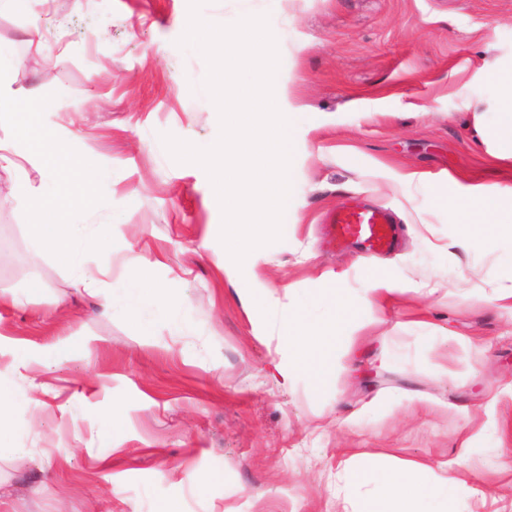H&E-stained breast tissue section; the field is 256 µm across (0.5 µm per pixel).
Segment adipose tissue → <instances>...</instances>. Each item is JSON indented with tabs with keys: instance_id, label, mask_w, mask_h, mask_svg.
<instances>
[{
	"instance_id": "obj_1",
	"label": "adipose tissue",
	"mask_w": 512,
	"mask_h": 512,
	"mask_svg": "<svg viewBox=\"0 0 512 512\" xmlns=\"http://www.w3.org/2000/svg\"><path fill=\"white\" fill-rule=\"evenodd\" d=\"M499 88L497 122L483 134L495 145L494 155L512 159V67L496 76ZM460 214L456 244L464 248L478 238H512V203L496 188L481 183L460 186L453 199ZM330 286L320 296L331 310L329 320L308 321L301 309L278 308L265 288L245 289L251 308L271 313L280 339L288 344V366L280 370L282 381L306 373L316 391L328 389L351 333L364 312L374 310L400 287L386 279L371 277L363 295L350 296L342 286L340 273L329 276ZM425 467L391 471L381 478L379 493L361 498L351 512H444L447 484L425 480Z\"/></svg>"
}]
</instances>
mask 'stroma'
<instances>
[{
    "label": "stroma",
    "mask_w": 512,
    "mask_h": 512,
    "mask_svg": "<svg viewBox=\"0 0 512 512\" xmlns=\"http://www.w3.org/2000/svg\"><path fill=\"white\" fill-rule=\"evenodd\" d=\"M187 0H32L0 13L22 93L55 94L48 125L112 173V243L88 270L132 266L177 294L171 317L142 331L121 299L104 312L30 230L0 168V370L26 391L0 407V512H345L377 482L342 479L349 462L425 463L453 480L449 512H512V316L491 299L512 286V241L455 250V182L512 188L481 131L493 126L496 70L512 66V0H206L203 19L267 15L293 132L294 223L252 264L279 306L327 317L329 272L362 294L370 275L410 283L354 332L331 389L276 377L288 352L224 271L221 213L194 164L160 139L198 146L219 134L201 87L202 56L177 47ZM39 32L41 46L29 43ZM416 170L425 182L408 184ZM358 202L393 211L388 255L328 249L323 218ZM208 249H200L201 241ZM42 285L37 296L28 283ZM483 293L487 304L472 305ZM111 437H103L105 422Z\"/></svg>",
    "instance_id": "1"
}]
</instances>
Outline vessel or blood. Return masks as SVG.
Instances as JSON below:
<instances>
[{
    "label": "vessel or blood",
    "instance_id": "b4317fda",
    "mask_svg": "<svg viewBox=\"0 0 512 512\" xmlns=\"http://www.w3.org/2000/svg\"><path fill=\"white\" fill-rule=\"evenodd\" d=\"M330 243L356 244L373 253L391 251L396 244L397 228L385 209H342L333 213L327 228Z\"/></svg>",
    "mask_w": 512,
    "mask_h": 512
}]
</instances>
